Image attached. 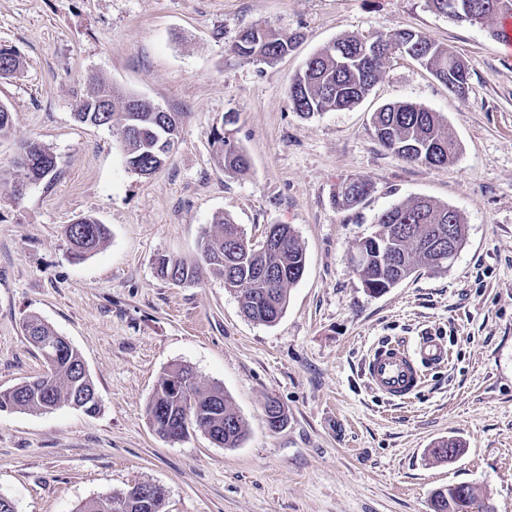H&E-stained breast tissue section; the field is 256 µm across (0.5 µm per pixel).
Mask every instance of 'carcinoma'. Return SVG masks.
Masks as SVG:
<instances>
[{"mask_svg":"<svg viewBox=\"0 0 512 512\" xmlns=\"http://www.w3.org/2000/svg\"><path fill=\"white\" fill-rule=\"evenodd\" d=\"M433 11L457 23H483L493 17L512 16V0H427ZM400 42L408 43L410 57L429 68L448 90L463 95L468 87L469 68L458 56L448 53L427 36L403 31L395 36L375 32L367 37L345 36L336 48L323 47L308 59L288 90L291 108L305 118L340 110L364 97L379 78L385 60ZM291 41L267 27L242 30L233 45L234 52L246 59L273 62L288 53ZM21 61L18 54L0 50V75L15 73ZM131 97L120 95L104 82L92 78L80 100L77 119L93 126L122 125L126 163L130 170L148 176L162 167L170 156L178 135L179 119L170 112H131ZM379 143L402 160L428 167L446 166L457 154L456 143L437 113L410 102L382 106L372 116ZM213 148L220 166L230 175L249 169L247 155L224 136L213 132ZM56 158L44 144L29 140L15 161L12 172L0 170V180L11 187L36 184L54 176ZM349 188L338 189L334 202L343 208L359 205L368 195L369 185L348 180ZM446 204L421 198L391 207L376 219L381 231L362 239L357 254L363 266L358 269L364 288L381 293L410 276L417 268L431 271L448 269V223L454 222L459 243L465 240L461 214ZM279 239L259 252L228 215L216 217L213 230L202 238L201 262L189 263L167 256L157 259L161 277L171 270L180 272L184 283L200 282L211 272L240 294L244 313L252 320L272 324L283 314L288 290L302 277L306 254L287 224L275 225ZM71 255L81 259L96 251L108 237V228L87 216L65 228ZM25 334L51 365V377L38 376L0 390V411H44L61 404L73 405L83 393L95 388L91 376L83 372V357L71 344H65L47 323L32 317L25 323ZM146 415L153 427L175 421L185 429L197 428L224 448H237L245 437V425L233 408L224 388L201 387L187 365L169 368L158 381L147 404ZM434 497L444 506L439 512H491L477 488L469 484L439 489Z\"/></svg>","mask_w":512,"mask_h":512,"instance_id":"obj_1","label":"carcinoma"}]
</instances>
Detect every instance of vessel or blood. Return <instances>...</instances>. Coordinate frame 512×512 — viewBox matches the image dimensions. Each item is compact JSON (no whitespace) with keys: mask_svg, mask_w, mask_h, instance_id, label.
<instances>
[{"mask_svg":"<svg viewBox=\"0 0 512 512\" xmlns=\"http://www.w3.org/2000/svg\"><path fill=\"white\" fill-rule=\"evenodd\" d=\"M448 358L443 338L423 336L414 347L400 342H383L370 356L365 374L371 387L389 399L406 400L423 385L424 369Z\"/></svg>","mask_w":512,"mask_h":512,"instance_id":"b4317fda","label":"vessel or blood"}]
</instances>
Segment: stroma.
I'll return each instance as SVG.
<instances>
[{"label": "stroma", "instance_id": "stroma-1", "mask_svg": "<svg viewBox=\"0 0 512 512\" xmlns=\"http://www.w3.org/2000/svg\"><path fill=\"white\" fill-rule=\"evenodd\" d=\"M255 24L293 49L271 64L239 57L231 46ZM492 27L452 22L426 0H0V46L21 60L0 78L13 122L0 169L28 139L57 165L21 197L0 183V389L45 368L23 330L36 316L81 352L101 402L94 415L0 411V495L17 512H75L152 482L166 512H432L434 490L470 484L512 512V58ZM406 29L466 60L465 95L396 53L355 106L293 112L288 88L323 46ZM92 74L177 114L179 141L153 175L129 170L120 126L76 119ZM402 101L441 116L459 146L453 164H411L377 141L373 112ZM217 128L247 154L246 174L217 165ZM350 178L371 191L342 209L333 195ZM418 198L461 213L463 247L447 272L368 293L351 255L380 213ZM224 214L256 241L291 225L306 252L274 324L250 320L216 275L179 285L156 274L161 255L199 261ZM85 216L110 236L75 261L64 228ZM426 334L444 338L448 360L410 400L369 388L376 346ZM175 364L223 385L247 429L239 447L197 429L172 443L149 423L146 405ZM271 398L288 415L275 431ZM443 439L462 452L435 460Z\"/></svg>", "mask_w": 512, "mask_h": 512}]
</instances>
